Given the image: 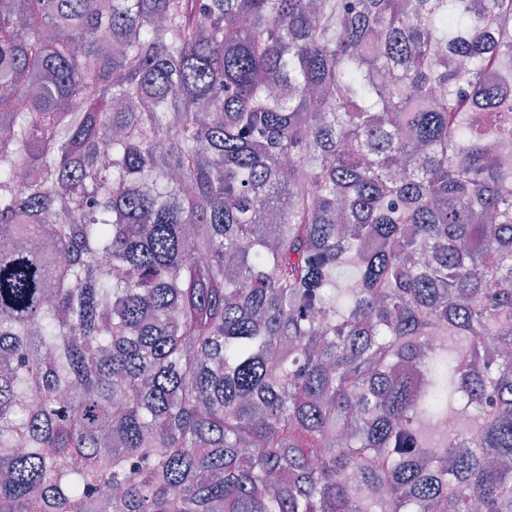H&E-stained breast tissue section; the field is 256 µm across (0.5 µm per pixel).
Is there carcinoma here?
<instances>
[{"label":"carcinoma","instance_id":"cac0c4a2","mask_svg":"<svg viewBox=\"0 0 512 512\" xmlns=\"http://www.w3.org/2000/svg\"><path fill=\"white\" fill-rule=\"evenodd\" d=\"M509 57L512 0H0V512H512Z\"/></svg>","mask_w":512,"mask_h":512}]
</instances>
